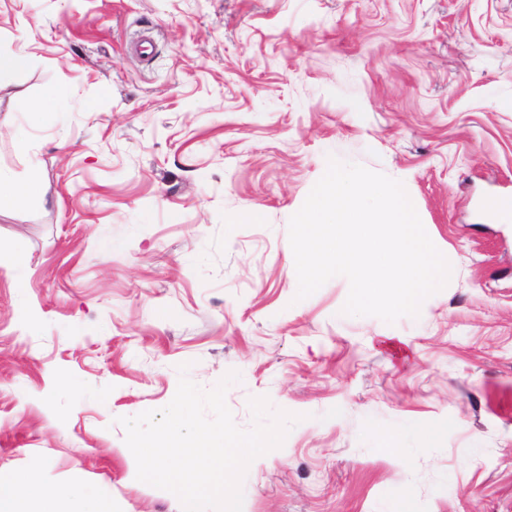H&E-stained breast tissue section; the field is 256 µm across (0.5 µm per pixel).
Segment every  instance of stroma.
<instances>
[{"label":"stroma","mask_w":512,"mask_h":512,"mask_svg":"<svg viewBox=\"0 0 512 512\" xmlns=\"http://www.w3.org/2000/svg\"><path fill=\"white\" fill-rule=\"evenodd\" d=\"M0 471L183 512L119 420L179 365L301 415L242 512H512V0H0ZM49 86L67 103L34 125ZM403 183L452 266L418 317L304 300L289 220L329 156ZM265 220L249 218L253 208ZM40 194L41 187L36 180L14 184L12 180L0 176V211L19 208L37 199Z\"/></svg>","instance_id":"1"}]
</instances>
